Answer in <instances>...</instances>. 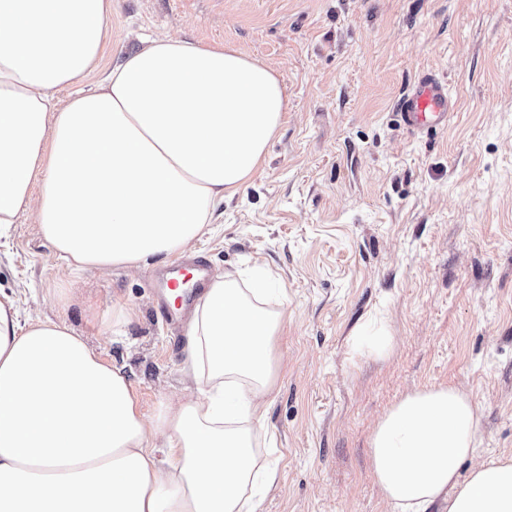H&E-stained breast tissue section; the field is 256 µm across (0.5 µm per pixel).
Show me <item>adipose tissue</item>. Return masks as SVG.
<instances>
[{"label":"adipose tissue","instance_id":"obj_1","mask_svg":"<svg viewBox=\"0 0 512 512\" xmlns=\"http://www.w3.org/2000/svg\"><path fill=\"white\" fill-rule=\"evenodd\" d=\"M111 14L112 0H0V225L32 213L58 254L100 273L186 252L288 110L270 65L221 45L156 36L99 71ZM249 281L210 277L186 324L189 388L150 419L84 337L20 326L0 291V512H258L247 487L278 479L253 430L282 315L264 303L270 277ZM480 421L454 386L398 400L368 441L389 512H512L511 457L460 474Z\"/></svg>","mask_w":512,"mask_h":512}]
</instances>
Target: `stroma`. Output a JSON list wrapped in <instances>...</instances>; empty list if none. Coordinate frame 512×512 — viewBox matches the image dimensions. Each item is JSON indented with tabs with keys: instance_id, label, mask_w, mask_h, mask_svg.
I'll use <instances>...</instances> for the list:
<instances>
[{
	"instance_id": "35a3bbf8",
	"label": "stroma",
	"mask_w": 512,
	"mask_h": 512,
	"mask_svg": "<svg viewBox=\"0 0 512 512\" xmlns=\"http://www.w3.org/2000/svg\"><path fill=\"white\" fill-rule=\"evenodd\" d=\"M108 26L101 69L170 32L261 59L288 92L259 168L193 245L211 273L280 279L277 388L255 432L279 481L260 512H386L368 436L419 387L479 406L476 460L512 456V0H112ZM423 73L457 109L412 134L395 107ZM154 270L74 271L25 215L0 238L21 324L71 326L149 418L182 393L186 357ZM373 319L388 358L353 348Z\"/></svg>"
}]
</instances>
